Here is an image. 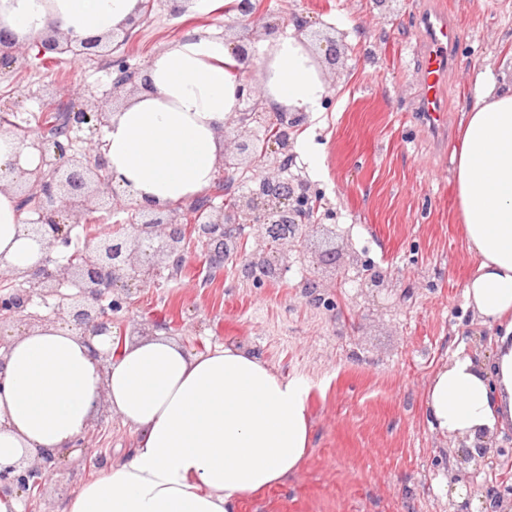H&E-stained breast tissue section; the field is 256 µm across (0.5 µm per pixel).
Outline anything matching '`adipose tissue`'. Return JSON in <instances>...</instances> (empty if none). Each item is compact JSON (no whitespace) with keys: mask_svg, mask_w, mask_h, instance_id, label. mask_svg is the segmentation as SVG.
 <instances>
[{"mask_svg":"<svg viewBox=\"0 0 512 512\" xmlns=\"http://www.w3.org/2000/svg\"><path fill=\"white\" fill-rule=\"evenodd\" d=\"M141 9L142 0H0V26L32 47L53 28L105 36ZM260 65L267 105L319 116L329 85L302 40L268 38ZM244 67L204 26L153 53L144 84L105 128L113 187L153 208L209 190L224 127L242 107ZM455 168L460 231L475 260L462 295L496 335L484 357L458 346L432 374L425 409L442 436L487 444L512 428V83L478 75ZM39 257L15 192L0 188V267L24 272ZM110 348V337L52 321L0 348V464L73 446L103 404L137 436L125 461L105 466L59 512H234L299 469L311 379L282 377L244 348L196 354L162 332Z\"/></svg>","mask_w":512,"mask_h":512,"instance_id":"1","label":"adipose tissue"}]
</instances>
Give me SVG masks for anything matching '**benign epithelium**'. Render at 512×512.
<instances>
[{
    "instance_id": "1",
    "label": "benign epithelium",
    "mask_w": 512,
    "mask_h": 512,
    "mask_svg": "<svg viewBox=\"0 0 512 512\" xmlns=\"http://www.w3.org/2000/svg\"><path fill=\"white\" fill-rule=\"evenodd\" d=\"M239 11L245 21L264 35L281 33L294 25L302 33L311 21L295 13L268 12L261 0H241ZM129 28L106 39L62 35L55 30L41 39L37 56L53 60L57 55L74 59L103 58L116 77L112 94L133 83V74L122 59L111 57V44L127 40ZM325 56L342 70L349 45L345 38L328 37ZM29 47L0 30V74L27 62ZM93 105L71 103L67 121L49 135L33 141L40 155L34 171H19L13 189L21 210L32 209L27 235L41 246L38 265L23 273L3 271L8 287L0 290V321L10 318L31 323L50 319L69 323L91 336L112 335L115 314L129 309L133 292L150 285L164 268L184 266L202 257L211 269H222L240 260L243 275L257 283L282 280L294 263L295 254L308 248L311 233L332 230L315 217L319 196L300 174H290L294 162L295 137L302 117L285 111L268 119L262 112L243 110L224 129L232 147L224 148V184L236 192L231 208L200 201L190 223L178 207L155 209L121 198L112 189L101 151L102 139L82 144L72 136L87 128L101 132L109 121L104 109L108 98L89 94ZM260 165L264 169L259 189L238 190V172ZM111 200L112 208L131 214L128 224H115L112 231L86 239L84 246L60 260L59 251L71 244L72 228L94 202ZM250 229L256 250L243 252V229ZM51 304L52 317L29 311L34 300ZM62 458L42 453L27 464L0 467V496L28 497L41 489L60 471Z\"/></svg>"
}]
</instances>
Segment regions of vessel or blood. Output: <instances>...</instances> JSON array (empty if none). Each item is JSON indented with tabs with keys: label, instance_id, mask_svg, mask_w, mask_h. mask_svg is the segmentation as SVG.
I'll return each instance as SVG.
<instances>
[{
	"label": "vessel or blood",
	"instance_id": "vessel-or-blood-1",
	"mask_svg": "<svg viewBox=\"0 0 512 512\" xmlns=\"http://www.w3.org/2000/svg\"><path fill=\"white\" fill-rule=\"evenodd\" d=\"M424 52L420 58L416 109L429 129L439 130L445 124L446 107L442 89L448 72L454 66V55L461 42L457 24L441 13H421Z\"/></svg>",
	"mask_w": 512,
	"mask_h": 512
}]
</instances>
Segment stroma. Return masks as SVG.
Wrapping results in <instances>:
<instances>
[{
    "mask_svg": "<svg viewBox=\"0 0 512 512\" xmlns=\"http://www.w3.org/2000/svg\"><path fill=\"white\" fill-rule=\"evenodd\" d=\"M267 9L320 20L337 32L354 23L348 69L323 65L330 94L310 133L324 147V224L308 258L285 280L256 285L238 266L212 273L201 260L180 279L159 275L132 296L130 311L159 326L187 349L246 348L277 374L318 380L307 401L311 443L299 470L282 485L238 504L235 512H456L448 481L464 454L462 440L433 431L424 396L431 374L459 344L487 354L490 330L467 310L462 286L473 264L453 198V154L461 140L479 73L512 80V0H406L403 17L379 20L372 0H264ZM447 12L463 32L448 74V128L434 134L416 106L422 44L420 9ZM205 26L236 39L223 11L175 15L163 6L145 13L120 47L132 68L187 30ZM102 60L62 55L0 76V98L19 100L18 118L38 127L59 90L75 96L112 86ZM336 250L335 267L317 265ZM385 285H365L368 271ZM331 284L315 303L304 278ZM89 450H75L44 490L58 504L100 469L120 461L133 431L101 408L87 431ZM512 431L494 437L484 462H470L473 512H512Z\"/></svg>",
    "mask_w": 512,
    "mask_h": 512,
    "instance_id": "stroma-1",
    "label": "stroma"
}]
</instances>
